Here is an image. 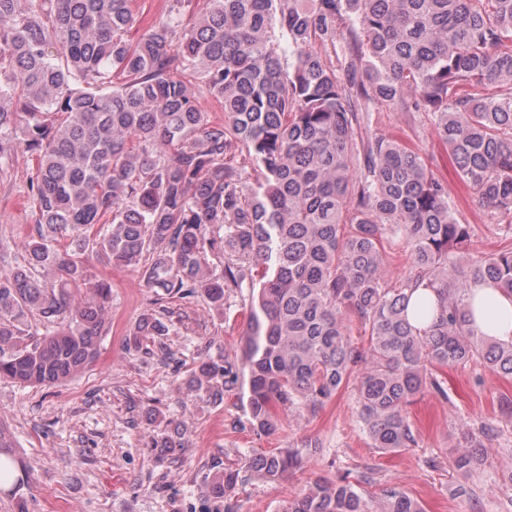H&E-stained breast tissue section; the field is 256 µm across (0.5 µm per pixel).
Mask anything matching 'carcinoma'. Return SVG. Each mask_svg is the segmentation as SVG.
I'll use <instances>...</instances> for the list:
<instances>
[{"mask_svg":"<svg viewBox=\"0 0 512 512\" xmlns=\"http://www.w3.org/2000/svg\"><path fill=\"white\" fill-rule=\"evenodd\" d=\"M138 23L135 0H0V160L22 147L35 161V236L0 274L1 379L60 385L97 360L112 285L87 281L89 255L139 264L148 287L216 311L250 289L243 357L202 360L191 383L215 403L246 389L260 435L351 386L371 447L397 453L418 446L407 407L449 401L439 368L512 379V342L478 332L471 297L476 283L512 288V248L474 253L448 182L372 131L378 102L426 114L463 187L512 215V0H166ZM238 152L260 180L233 164ZM390 239L410 261L398 288L386 285ZM420 288L432 296L413 299ZM33 312L48 331L25 343ZM167 314H143L134 348L168 335ZM503 436L482 422L448 456L474 512H512V494L487 509L477 473L493 450L512 457L493 448ZM323 458L311 438L248 453L216 468L211 492L234 512L241 483ZM378 482L369 464L336 467L277 512H423L396 484L377 502L359 491Z\"/></svg>","mask_w":512,"mask_h":512,"instance_id":"carcinoma-1","label":"carcinoma"}]
</instances>
